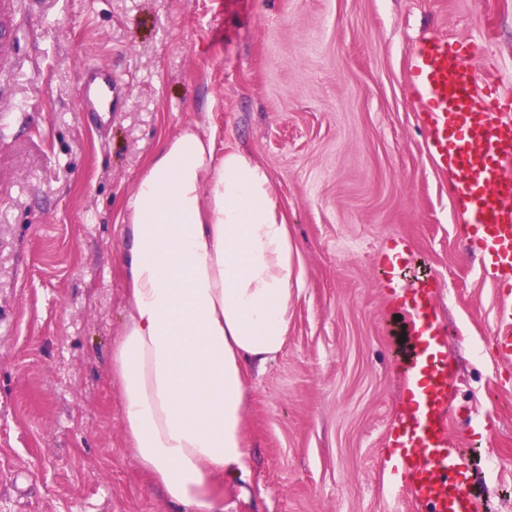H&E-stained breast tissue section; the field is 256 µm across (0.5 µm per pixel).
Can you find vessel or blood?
I'll return each instance as SVG.
<instances>
[{
    "label": "vessel or blood",
    "mask_w": 512,
    "mask_h": 512,
    "mask_svg": "<svg viewBox=\"0 0 512 512\" xmlns=\"http://www.w3.org/2000/svg\"><path fill=\"white\" fill-rule=\"evenodd\" d=\"M412 88L424 107L428 147L448 173V193L456 218L472 231L496 284H512V105L480 88L479 77L461 44L440 37L422 40L410 57ZM82 112L102 113L120 91L110 69L86 68ZM435 280L411 291L395 289L393 299L410 320L411 351L405 366L407 410L394 424V471L423 512H479L465 461L444 414L449 408L452 372L448 342L434 303ZM495 341L512 357V305L498 313Z\"/></svg>",
    "instance_id": "b4317fda"
}]
</instances>
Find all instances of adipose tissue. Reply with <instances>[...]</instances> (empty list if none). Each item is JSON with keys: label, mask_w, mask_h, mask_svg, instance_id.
Segmentation results:
<instances>
[{"label": "adipose tissue", "mask_w": 512, "mask_h": 512, "mask_svg": "<svg viewBox=\"0 0 512 512\" xmlns=\"http://www.w3.org/2000/svg\"><path fill=\"white\" fill-rule=\"evenodd\" d=\"M127 320L112 385L132 455L174 512H224L242 476L251 368L284 349L302 271L267 172L193 126L165 140L122 217Z\"/></svg>", "instance_id": "obj_1"}]
</instances>
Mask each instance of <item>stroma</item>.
<instances>
[{"mask_svg":"<svg viewBox=\"0 0 512 512\" xmlns=\"http://www.w3.org/2000/svg\"><path fill=\"white\" fill-rule=\"evenodd\" d=\"M469 44L512 100V0H0V512H170L147 493L112 387L126 319L119 215L184 126L253 154L303 268L285 349L249 377L246 472L224 512H415L384 465L405 409L399 285L437 279L452 438L482 512H512L507 289L457 222L410 93L414 43ZM122 86L106 126L82 73ZM495 341L499 353L505 357H512V305L504 304L498 313V325Z\"/></svg>","mask_w":512,"mask_h":512,"instance_id":"35a3bbf8","label":"stroma"}]
</instances>
